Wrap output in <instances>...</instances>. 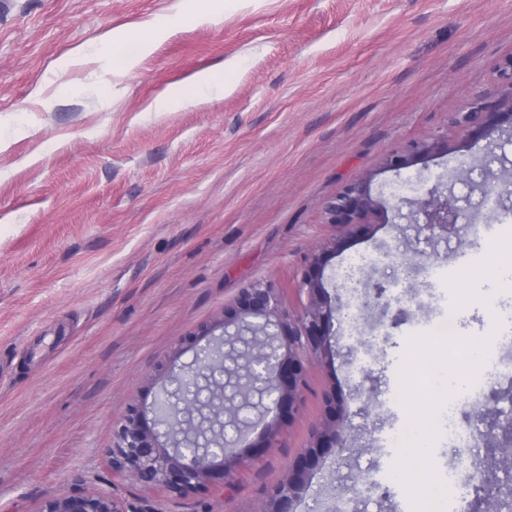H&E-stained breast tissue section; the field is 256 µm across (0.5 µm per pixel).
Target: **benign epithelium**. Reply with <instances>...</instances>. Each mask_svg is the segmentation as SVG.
Listing matches in <instances>:
<instances>
[{
    "label": "benign epithelium",
    "mask_w": 512,
    "mask_h": 512,
    "mask_svg": "<svg viewBox=\"0 0 512 512\" xmlns=\"http://www.w3.org/2000/svg\"><path fill=\"white\" fill-rule=\"evenodd\" d=\"M458 122L468 128L472 141L478 142L493 132L512 128V95L498 104H477L459 113ZM445 144L438 138L411 142L405 150L385 158V168L399 172L441 152ZM411 207L410 220L428 228H438L448 235L459 233V212L455 199L436 188L413 200L391 201L372 195L370 180L361 179L347 185L335 198L322 206L323 223L342 226L354 234L375 211ZM320 256H312L301 280L308 297L298 313L284 310L278 292L268 284L257 283L243 288L224 306V313L213 325L201 327L197 335H213L223 329L225 358L244 359L249 364L246 382L241 389L248 393L256 388L265 400L264 412L276 420L300 405L306 381L304 362L322 359L327 353V328L332 318H348L350 305L331 306L320 279ZM184 370L172 372L168 384L154 396L150 407L131 406L113 427V446L108 451L112 476L132 479L150 488L162 490L173 498H186L229 483L236 467L244 460L270 447L276 435L275 425L266 428L261 443L239 437L228 446L215 448L198 442L187 444L190 434L204 436L211 431L203 419L190 425L187 416L197 410V394L177 388ZM333 419L319 427L311 450L288 471V477L267 496L260 512H294V503L307 479L311 463L325 448L343 447L337 421L343 405H334ZM41 512H123L113 497L105 493L78 492L48 498Z\"/></svg>",
    "instance_id": "obj_1"
}]
</instances>
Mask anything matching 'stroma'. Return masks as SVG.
<instances>
[{
    "mask_svg": "<svg viewBox=\"0 0 512 512\" xmlns=\"http://www.w3.org/2000/svg\"><path fill=\"white\" fill-rule=\"evenodd\" d=\"M165 25L133 69L95 54L108 35ZM87 58L72 60L77 49ZM230 58L223 97L171 112L148 106ZM512 0H0V512L47 497L108 493L123 512H257L309 448L330 400L344 406L343 449L320 454L295 512H408L386 449L407 427L399 369L429 332L446 276L512 230L487 189L512 183V135L470 142L458 112L505 96ZM447 150L395 174L410 141ZM367 176L372 192L439 186L466 208L459 237L391 210L332 249L321 205ZM482 227L474 236V227ZM342 237V236H341ZM329 301L362 265L384 307L332 320L328 353L305 364L303 400L270 448L225 490L173 499L113 478L106 450L130 405L148 403L162 363H192L185 336L218 320L241 288L269 282L298 312L311 255ZM407 319L392 326L397 310ZM484 391L450 400L472 436L440 437L445 473L459 449L512 463L488 434L512 410V333L493 344ZM377 487L366 490V478Z\"/></svg>",
    "mask_w": 512,
    "mask_h": 512,
    "instance_id": "1",
    "label": "stroma"
}]
</instances>
